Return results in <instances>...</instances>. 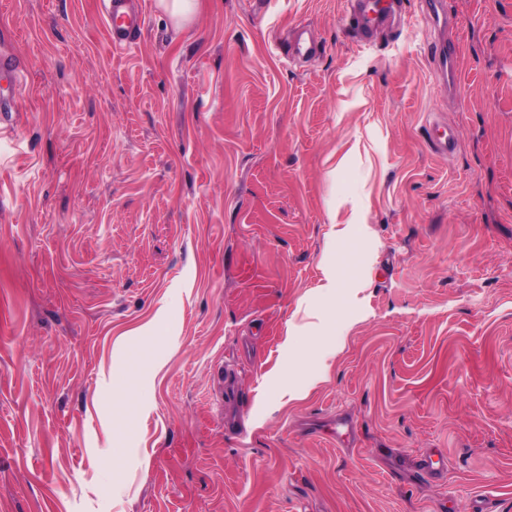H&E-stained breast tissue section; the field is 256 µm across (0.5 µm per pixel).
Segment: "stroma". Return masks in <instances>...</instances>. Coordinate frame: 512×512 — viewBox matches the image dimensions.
Masks as SVG:
<instances>
[{
	"mask_svg": "<svg viewBox=\"0 0 512 512\" xmlns=\"http://www.w3.org/2000/svg\"><path fill=\"white\" fill-rule=\"evenodd\" d=\"M141 2L0 0V512H512V0ZM128 1L131 0H100L99 2V7L106 17L110 41L117 49L133 45L146 22V16L142 11L126 10ZM199 0H156L177 28H183L195 19L199 11ZM387 2V6L383 5ZM379 3V0H351V10L356 20L357 29L362 34H368L374 29L383 25L393 11V4L396 0H387ZM429 139L442 154H452L457 144V133L450 126L435 125L429 130Z\"/></svg>",
	"mask_w": 512,
	"mask_h": 512,
	"instance_id": "stroma-1",
	"label": "stroma"
}]
</instances>
